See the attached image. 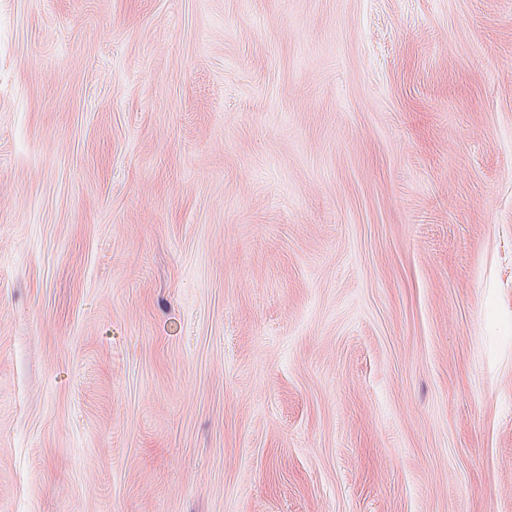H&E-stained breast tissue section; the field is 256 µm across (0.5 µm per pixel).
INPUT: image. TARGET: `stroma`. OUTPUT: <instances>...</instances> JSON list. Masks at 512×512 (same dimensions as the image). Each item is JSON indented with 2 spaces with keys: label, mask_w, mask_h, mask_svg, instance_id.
<instances>
[{
  "label": "stroma",
  "mask_w": 512,
  "mask_h": 512,
  "mask_svg": "<svg viewBox=\"0 0 512 512\" xmlns=\"http://www.w3.org/2000/svg\"><path fill=\"white\" fill-rule=\"evenodd\" d=\"M0 512H512V0H0Z\"/></svg>",
  "instance_id": "1"
}]
</instances>
